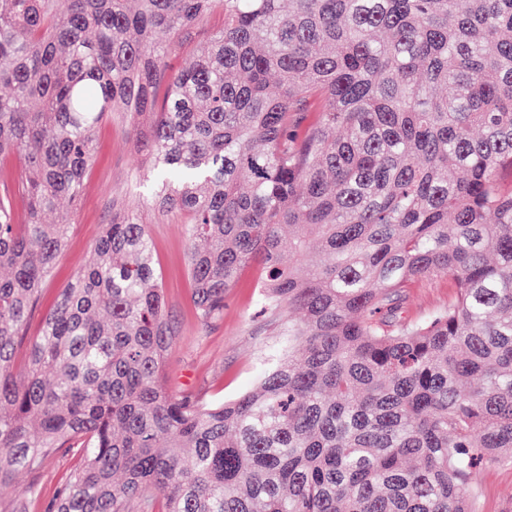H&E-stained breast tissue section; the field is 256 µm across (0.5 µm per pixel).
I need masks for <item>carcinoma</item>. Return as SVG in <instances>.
I'll return each mask as SVG.
<instances>
[{
  "mask_svg": "<svg viewBox=\"0 0 512 512\" xmlns=\"http://www.w3.org/2000/svg\"><path fill=\"white\" fill-rule=\"evenodd\" d=\"M0 0V487L52 512H476L512 462V0ZM222 23L189 65L173 49ZM40 101L37 110L32 100ZM113 112L186 218L199 319L254 266L284 343L249 392L163 384L138 211L26 335ZM454 300L401 317L414 283ZM24 375L14 367L21 347ZM221 25V18L218 14L209 16L198 26L197 32L191 39H187L179 50L171 56L169 63L173 70L185 67L193 59L199 47L203 46L213 30ZM80 462L78 455L60 454L49 461L46 467L31 479L39 488L36 498H29L21 501H13L7 493L2 494V500L14 503L18 512H48V508L56 497V491L60 482L66 477L71 469Z\"/></svg>",
  "mask_w": 512,
  "mask_h": 512,
  "instance_id": "carcinoma-1",
  "label": "carcinoma"
}]
</instances>
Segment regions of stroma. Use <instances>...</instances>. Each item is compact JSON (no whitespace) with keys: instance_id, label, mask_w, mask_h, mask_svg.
<instances>
[{"instance_id":"obj_1","label":"stroma","mask_w":512,"mask_h":512,"mask_svg":"<svg viewBox=\"0 0 512 512\" xmlns=\"http://www.w3.org/2000/svg\"><path fill=\"white\" fill-rule=\"evenodd\" d=\"M96 154L85 179L78 204L68 209L67 242L51 277L44 283L41 311L33 315L30 333L40 328L42 311L48 310L85 265L105 224L125 209H138L152 239L169 318L177 331V348L165 371L171 391L194 393L207 403L222 402L250 391L280 345V329L262 317L255 304L256 269H246L224 301V315L202 323L191 301L187 275L190 242L180 215L149 207L141 180L147 164L128 135L121 113H114L96 129ZM453 296L444 277L416 283L407 289L404 304L409 319H420L447 306ZM80 462L73 455H58L33 478L36 498L15 502L16 512H47L60 482ZM477 512H512V463L482 469L477 480Z\"/></svg>"}]
</instances>
